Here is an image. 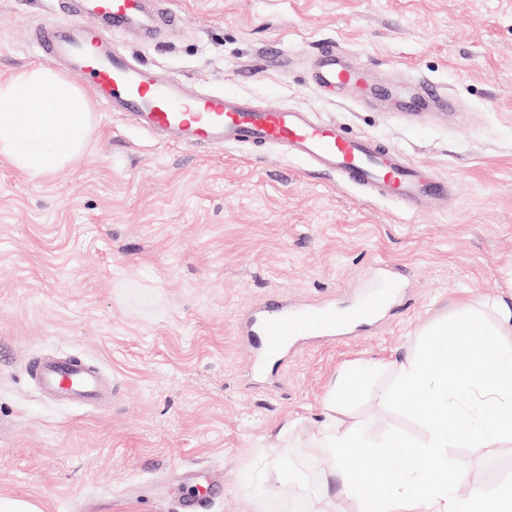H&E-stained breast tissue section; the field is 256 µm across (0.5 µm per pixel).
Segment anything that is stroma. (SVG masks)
I'll list each match as a JSON object with an SVG mask.
<instances>
[{"mask_svg":"<svg viewBox=\"0 0 512 512\" xmlns=\"http://www.w3.org/2000/svg\"><path fill=\"white\" fill-rule=\"evenodd\" d=\"M173 2L178 25L120 47L192 88L304 108L392 145L453 181L456 198L414 214L275 149L164 144L95 103L77 164L31 178L0 160V494L46 512H179L195 492L181 470L196 467L219 474L213 512H288L292 500L351 512L302 447L339 375L415 355L457 301L512 293V0ZM57 11L0 0V78L55 68L34 38ZM326 41L383 78L433 81L456 111L327 97L308 77ZM381 265L398 268L405 296L380 326L291 348L277 376L251 375L237 331L249 310L274 294L347 304ZM50 352L111 375L109 409L39 396L22 363ZM346 420L376 439L425 434L374 394ZM452 455L466 463L461 494L512 471L506 441Z\"/></svg>","mask_w":512,"mask_h":512,"instance_id":"stroma-1","label":"stroma"}]
</instances>
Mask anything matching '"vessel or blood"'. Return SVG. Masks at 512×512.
Here are the masks:
<instances>
[{
  "label": "vessel or blood",
  "instance_id": "vessel-or-blood-1",
  "mask_svg": "<svg viewBox=\"0 0 512 512\" xmlns=\"http://www.w3.org/2000/svg\"><path fill=\"white\" fill-rule=\"evenodd\" d=\"M64 2L61 18L37 29L38 49L84 83L104 111L124 113L160 141L182 147L276 148L340 185L375 199L399 201L414 213L428 204H447L451 182L395 147L347 133L336 122L318 120L304 109L264 107L238 94L190 88L154 65L132 61L118 48L121 36L152 38L170 28L177 19L173 8L147 0ZM311 77L319 88L345 90L367 83L368 72L347 63L334 43L325 42L317 50ZM455 106L447 92L428 80L418 81L415 91L402 100L407 112H448ZM378 272L379 283L361 289L346 306L300 307L274 297L250 311L240 321L239 333L258 352L257 371L275 373L294 340L373 325L401 298L396 269L382 266ZM25 370L39 393L53 403L103 409L112 402L111 384L91 362L35 357Z\"/></svg>",
  "mask_w": 512,
  "mask_h": 512
}]
</instances>
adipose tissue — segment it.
Returning <instances> with one entry per match:
<instances>
[{"label":"adipose tissue","mask_w":512,"mask_h":512,"mask_svg":"<svg viewBox=\"0 0 512 512\" xmlns=\"http://www.w3.org/2000/svg\"><path fill=\"white\" fill-rule=\"evenodd\" d=\"M52 111H44V103ZM89 103L77 83L34 66L0 79V158L31 177L77 161L86 146Z\"/></svg>","instance_id":"1"}]
</instances>
